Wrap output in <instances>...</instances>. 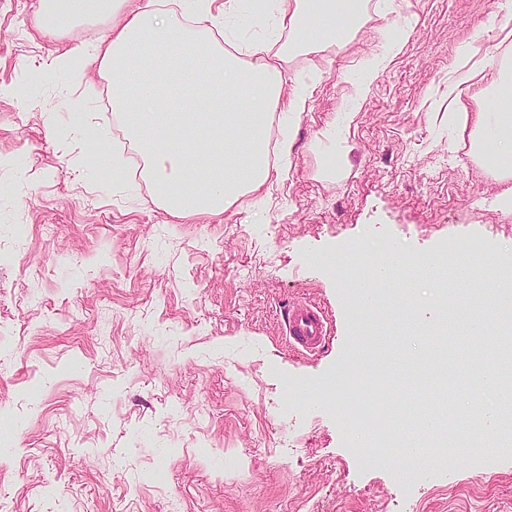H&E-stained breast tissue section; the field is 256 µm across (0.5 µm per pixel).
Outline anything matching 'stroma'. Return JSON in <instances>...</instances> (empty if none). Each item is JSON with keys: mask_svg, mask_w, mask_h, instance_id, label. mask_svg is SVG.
I'll return each instance as SVG.
<instances>
[{"mask_svg": "<svg viewBox=\"0 0 512 512\" xmlns=\"http://www.w3.org/2000/svg\"><path fill=\"white\" fill-rule=\"evenodd\" d=\"M498 2L367 0L353 38L282 65L315 86L298 123L283 112L272 124V138L294 137L287 170L221 215L178 218L136 174L109 70L51 66L107 23L49 37L41 0H0V512H512V436L462 457L448 432H425L438 404L420 360L439 333L474 360L512 330L495 315L484 335L448 331L461 300L494 296L512 246V179L472 157L448 116L459 73L475 72L462 95L473 112L493 64L512 57ZM224 24L242 51L272 39L271 18L245 7ZM78 112L102 128L98 143L82 142ZM101 155L118 171L109 186ZM331 158L340 176L319 177ZM452 239L486 255L470 280L427 264ZM354 242L359 263L388 245L417 258L379 285L388 302L369 323L385 336L379 401L398 416L402 397L419 408L366 461L324 398L364 342L332 262ZM408 295L436 307L432 327L397 333ZM301 300L333 319L312 358L285 339L284 310ZM447 372L449 402L482 409L486 389L456 355ZM416 444L441 454L409 475Z\"/></svg>", "mask_w": 512, "mask_h": 512, "instance_id": "35a3bbf8", "label": "stroma"}]
</instances>
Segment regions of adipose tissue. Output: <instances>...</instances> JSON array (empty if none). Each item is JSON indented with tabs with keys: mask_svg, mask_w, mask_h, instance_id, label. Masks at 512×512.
Instances as JSON below:
<instances>
[{
	"mask_svg": "<svg viewBox=\"0 0 512 512\" xmlns=\"http://www.w3.org/2000/svg\"><path fill=\"white\" fill-rule=\"evenodd\" d=\"M361 4L280 0L278 50L253 45L247 64L215 38L223 17L212 13L211 0H180L178 21L167 0H45L39 26L57 36L81 20H113L107 37L76 52L111 69L114 119L128 126L144 156L156 198L172 215L189 217L223 213L260 189L274 162H288L293 142L286 136L269 146V118L280 107L300 118L312 87L286 86L280 65L350 36ZM462 85L449 86L452 108L481 133L475 151L511 177L512 66L498 67L490 82L493 111H469ZM172 88L180 89L182 107H173Z\"/></svg>",
	"mask_w": 512,
	"mask_h": 512,
	"instance_id": "obj_1",
	"label": "adipose tissue"
}]
</instances>
